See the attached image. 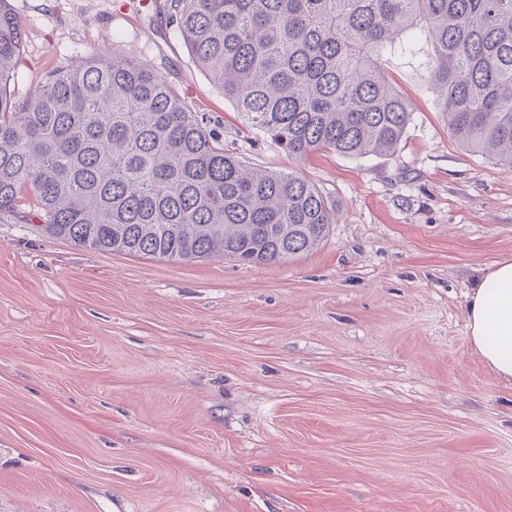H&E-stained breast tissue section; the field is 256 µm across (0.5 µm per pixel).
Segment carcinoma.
<instances>
[{"mask_svg": "<svg viewBox=\"0 0 512 512\" xmlns=\"http://www.w3.org/2000/svg\"><path fill=\"white\" fill-rule=\"evenodd\" d=\"M189 55L289 154L391 155L412 119L381 66L414 54L448 133L512 172V0H172ZM22 32L0 0V223L105 252L277 263L335 223L310 180L250 165L166 78L91 54L20 100Z\"/></svg>", "mask_w": 512, "mask_h": 512, "instance_id": "carcinoma-1", "label": "carcinoma"}]
</instances>
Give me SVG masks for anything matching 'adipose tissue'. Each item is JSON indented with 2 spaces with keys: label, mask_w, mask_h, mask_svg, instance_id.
Wrapping results in <instances>:
<instances>
[{
  "label": "adipose tissue",
  "mask_w": 512,
  "mask_h": 512,
  "mask_svg": "<svg viewBox=\"0 0 512 512\" xmlns=\"http://www.w3.org/2000/svg\"><path fill=\"white\" fill-rule=\"evenodd\" d=\"M467 320L481 360L496 376L512 382V260L495 262L477 281Z\"/></svg>",
  "instance_id": "1"
}]
</instances>
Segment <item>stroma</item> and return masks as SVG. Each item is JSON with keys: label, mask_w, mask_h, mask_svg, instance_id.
I'll return each mask as SVG.
<instances>
[{"label": "stroma", "mask_w": 512, "mask_h": 512, "mask_svg": "<svg viewBox=\"0 0 512 512\" xmlns=\"http://www.w3.org/2000/svg\"><path fill=\"white\" fill-rule=\"evenodd\" d=\"M9 3L15 97L92 53L146 62L336 222L253 265L0 223V512H512V383L466 319L512 258V172L449 136L428 47L384 58L412 108L393 155L298 159L248 134L167 0Z\"/></svg>", "instance_id": "35a3bbf8"}]
</instances>
